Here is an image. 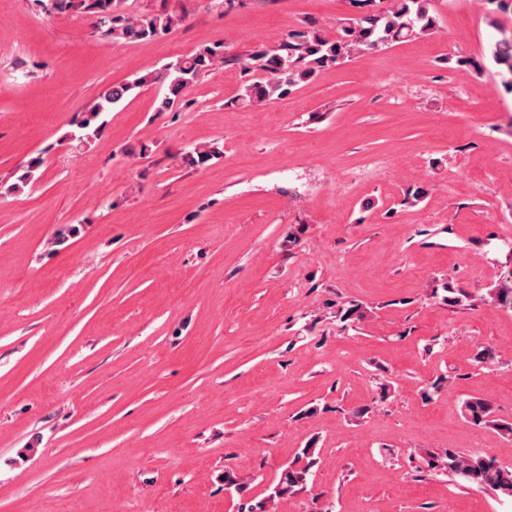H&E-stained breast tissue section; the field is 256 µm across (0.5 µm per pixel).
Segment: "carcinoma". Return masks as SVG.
<instances>
[{"label":"carcinoma","instance_id":"1","mask_svg":"<svg viewBox=\"0 0 512 512\" xmlns=\"http://www.w3.org/2000/svg\"><path fill=\"white\" fill-rule=\"evenodd\" d=\"M126 0H45L47 12L63 14L80 12L87 15L106 40L140 43L178 27L184 16L166 9L157 12L130 14L124 8ZM356 16L329 35L313 22L296 27L276 44H261L242 59L246 73L259 77L246 85L241 103L247 106L267 105L287 97L293 89L307 83L322 68L352 60L370 50L393 45L407 38L425 36L436 28V0H387L381 6L377 0H350ZM492 56L506 66L508 84L512 86V37L495 42ZM224 63V45L215 43L196 52L178 57L161 68L141 74L135 79L104 89L77 123L79 134L72 138L84 141L99 135L104 127L103 114L120 106L136 89L156 85L160 93L155 99L156 111L171 112L186 103L190 86L203 74ZM223 155L220 141L197 147L186 155L193 165H203ZM43 159L32 157L20 166L17 183L26 185L35 179ZM486 298L512 308V272L488 289ZM464 417L476 425L497 432L512 442V419L495 414L492 403L472 396L463 403ZM315 449L305 448L291 461L275 484L276 498L306 489L312 469L317 465ZM429 466L449 473L469 484L487 486L512 497V471L497 464L493 457L474 456L444 449L430 455Z\"/></svg>","mask_w":512,"mask_h":512}]
</instances>
